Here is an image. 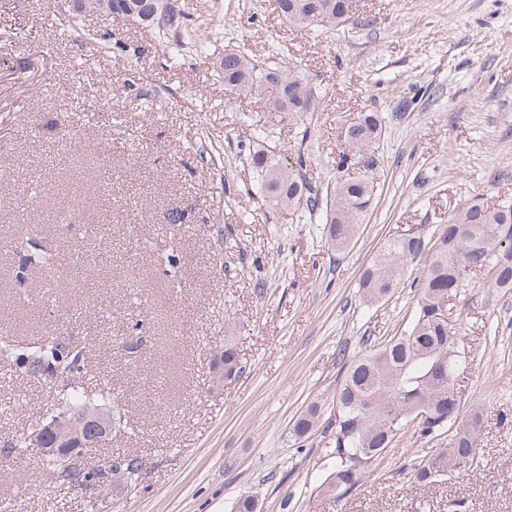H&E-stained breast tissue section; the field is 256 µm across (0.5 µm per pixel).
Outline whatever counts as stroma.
Here are the masks:
<instances>
[{
    "label": "stroma",
    "mask_w": 512,
    "mask_h": 512,
    "mask_svg": "<svg viewBox=\"0 0 512 512\" xmlns=\"http://www.w3.org/2000/svg\"><path fill=\"white\" fill-rule=\"evenodd\" d=\"M224 21L223 38L172 57L144 26L109 15L60 25L68 0H0V332L80 336L112 379L124 420L92 459L130 452L143 477L99 495L61 493L35 449L2 453L62 409L56 389L0 364V512H512V290L471 274L447 306L469 355L457 377L460 420L482 415L477 458L428 488L413 467L447 438L389 449L346 497L320 499L330 462L322 435L292 423L323 416L344 362L405 330L410 289L364 303L358 283L393 237H431L468 200L512 202V0H358L343 28L308 32L273 0H188ZM95 31L120 40L103 48ZM288 45L326 90L308 132L281 127L277 151L316 189L334 184L342 123L380 113L382 171L350 246L329 251L322 227L263 205L235 168L266 103L225 88L224 51ZM73 257L74 282L35 306L43 283L19 235ZM180 262L170 266L168 254ZM234 322L243 375L210 390L213 355ZM143 337L137 356L121 338ZM320 412L317 404L309 406L303 411L293 424V432L298 436L313 434L321 425Z\"/></svg>",
    "instance_id": "stroma-1"
}]
</instances>
